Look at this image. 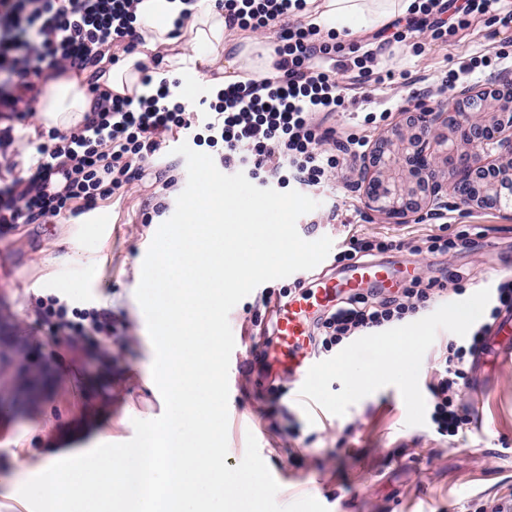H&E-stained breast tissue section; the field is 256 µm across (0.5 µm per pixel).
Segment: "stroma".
Masks as SVG:
<instances>
[{"label": "stroma", "instance_id": "1", "mask_svg": "<svg viewBox=\"0 0 512 512\" xmlns=\"http://www.w3.org/2000/svg\"><path fill=\"white\" fill-rule=\"evenodd\" d=\"M512 53V25L484 17L463 40H432L414 33L406 43L378 53L374 69L384 74L359 98V112L388 111L385 122L366 132L368 142L400 124L403 113L448 101L438 76L465 58L497 50ZM428 75V96L415 98L404 84L408 73ZM360 171L348 164L334 191L318 194L319 206L297 221L300 236L333 241L334 252L302 272L306 285L338 271L335 253L357 237L393 239L399 248L378 254V261L410 271L423 282L449 283L461 275L462 291L449 294L413 317L316 357L317 371L303 383L281 366L266 369L259 354L272 338L273 309L263 297H277L288 279L261 284L229 314L238 366L229 383L228 467L244 456L247 434L280 486L277 501L286 506L311 496L328 512H466L468 506L512 501V358L502 357L507 337L491 336L489 351L470 365L469 386L460 398L473 422L458 441L436 434L430 425L431 396L438 340L468 336L474 321L453 323L455 306L512 279V213L456 207L443 197L438 210L452 209L447 228L437 220L410 218L394 223L371 211L356 185ZM187 184L183 156L162 151L141 180L101 201L88 213L46 224H20L0 232V307L17 328L34 360L47 364L52 378L46 396L23 414L0 408V512H25L12 487L22 463L62 451L60 433L90 416L91 427H106L112 440L132 439L133 422L157 418L161 395L150 388L154 349L143 311L135 298L147 249L163 222L142 223L157 204L174 209ZM345 201L349 224L327 220L333 199ZM447 231L478 236L477 245L444 254L421 251L428 236ZM59 296L68 309L107 315L108 331L94 337H69L52 350L44 341L50 325L40 299ZM425 338L413 356L418 372L412 386L388 377L363 394L351 393L336 367L343 356L359 364H378L382 346L411 329Z\"/></svg>", "mask_w": 512, "mask_h": 512}]
</instances>
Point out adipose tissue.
I'll return each instance as SVG.
<instances>
[{
	"label": "adipose tissue",
	"mask_w": 512,
	"mask_h": 512,
	"mask_svg": "<svg viewBox=\"0 0 512 512\" xmlns=\"http://www.w3.org/2000/svg\"><path fill=\"white\" fill-rule=\"evenodd\" d=\"M416 0H309L314 22L325 30L358 32L379 27L413 9ZM190 11L188 37L173 35L182 11ZM136 30L140 42L135 50L116 63L100 62L98 81L112 95L133 99L155 92L154 85L142 84L140 66L149 55H158L168 72L211 71L214 88L250 77L256 80L275 76L277 57L273 49L251 40L233 37L224 14L208 0H139ZM85 75L66 73L46 82L35 106V119L44 127L70 129L83 124L92 103L85 91ZM419 331L400 342L387 345L384 359L366 367L343 358L338 369L350 390L359 394L373 388L385 377L408 380L410 354L422 343Z\"/></svg>",
	"instance_id": "adipose-tissue-1"
}]
</instances>
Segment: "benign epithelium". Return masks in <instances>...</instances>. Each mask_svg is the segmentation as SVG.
Instances as JSON below:
<instances>
[{
	"label": "benign epithelium",
	"instance_id": "7a95c632",
	"mask_svg": "<svg viewBox=\"0 0 512 512\" xmlns=\"http://www.w3.org/2000/svg\"><path fill=\"white\" fill-rule=\"evenodd\" d=\"M419 120L382 135L372 151L358 158L369 206L402 223L439 199L448 188L465 208L501 209L512 205V77L488 87H462L445 106L427 107ZM444 128L443 136L438 130ZM10 382L0 389L5 401H33L45 388V375L28 364L15 325L0 316V365Z\"/></svg>",
	"mask_w": 512,
	"mask_h": 512
}]
</instances>
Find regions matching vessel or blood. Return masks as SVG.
Returning a JSON list of instances; mask_svg holds the SVG:
<instances>
[{
    "label": "vessel or blood",
    "instance_id": "1",
    "mask_svg": "<svg viewBox=\"0 0 512 512\" xmlns=\"http://www.w3.org/2000/svg\"><path fill=\"white\" fill-rule=\"evenodd\" d=\"M388 272L374 261L351 264L343 280L319 282L314 291L298 293L279 309L276 324V351L288 360L290 373L301 379L311 378L316 365L310 355V320L313 313L335 305L338 296L356 291L365 284L386 280Z\"/></svg>",
    "mask_w": 512,
    "mask_h": 512
}]
</instances>
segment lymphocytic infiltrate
I'll return each instance as SVG.
<instances>
[{
  "label": "lymphocytic infiltrate",
  "instance_id": "lymphocytic-infiltrate-1",
  "mask_svg": "<svg viewBox=\"0 0 512 512\" xmlns=\"http://www.w3.org/2000/svg\"><path fill=\"white\" fill-rule=\"evenodd\" d=\"M137 0H0V229L17 224H44L65 215L97 208L133 180L167 139L192 135L194 143L219 148L225 170L241 172L262 188L295 187L310 193L328 187L347 159L326 149L336 130L330 121L348 111L370 81L373 55L337 59L335 32L298 21L306 0H224L228 28L261 32L279 27L275 53L277 76L228 84L214 92L207 111L191 112L179 101L176 85L155 79L142 67L143 84H156L155 95L119 98L99 84L88 86L94 110L81 128L52 133L37 144L33 162L19 170L10 148L11 121L32 111L41 78L63 71L94 68L106 49L133 51ZM419 19L397 25L391 39L429 32L432 39L466 37L485 16L512 23L504 0H421ZM443 296L434 283L413 279L401 295L374 299L350 295L314 322L311 345L329 353L360 335L411 317ZM54 325L49 345L68 336H83L105 327L99 313L70 319L58 296L42 302ZM512 311V281L491 291L489 320L470 336L449 340L438 357L436 375L428 385L431 422L438 435L456 437L470 424L459 403L466 384L465 367L489 349L493 324Z\"/></svg>",
  "mask_w": 512,
  "mask_h": 512
}]
</instances>
